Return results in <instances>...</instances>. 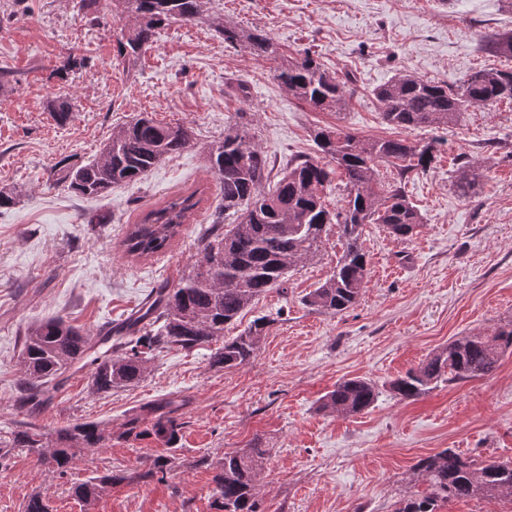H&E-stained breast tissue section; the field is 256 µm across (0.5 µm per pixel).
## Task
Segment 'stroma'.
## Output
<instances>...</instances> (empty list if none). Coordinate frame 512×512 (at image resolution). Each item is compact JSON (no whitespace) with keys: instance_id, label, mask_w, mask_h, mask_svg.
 Masks as SVG:
<instances>
[{"instance_id":"stroma-1","label":"stroma","mask_w":512,"mask_h":512,"mask_svg":"<svg viewBox=\"0 0 512 512\" xmlns=\"http://www.w3.org/2000/svg\"><path fill=\"white\" fill-rule=\"evenodd\" d=\"M207 10L225 24L264 31L283 59L307 51L324 69L351 77L347 108L316 111L295 100L276 79L277 61L225 43L206 22L164 26L132 63L112 0H98L94 15L80 0H0V70L15 75L0 85V188L21 193L17 205L0 209V430L22 419L19 355L31 324L61 316L101 336L161 283L176 284L192 268L197 239L221 200L205 153L228 130L252 136L274 181L291 158L318 156L313 133L321 128L433 143L426 171L402 179L391 164L376 166L378 184H403L422 224L406 239L380 224L365 226L368 284L336 316L302 303L342 254L330 234L313 260L291 269L282 286L225 329L229 338L258 317H274L248 365L213 368L210 344L172 347L139 384L109 393L93 391L89 369H70L34 425L50 436L71 423L97 422L114 438L85 453L63 479L27 450H14L0 468V512H22L35 493L50 512H83L72 484L163 453L155 439L118 434L140 405L168 396L186 401L176 470L163 482L113 486L95 512H215L213 462L256 439L269 450L263 512H391L396 501L425 491L417 461L446 448L511 461L512 355L490 376L441 383L414 400L395 395L390 384L451 340L512 321V101L468 109L447 127L405 129L384 122L373 92L402 70L454 87L481 69L512 70L511 56L488 48L491 38L512 32V7L506 0H210ZM71 56L88 62L67 67ZM242 85L249 98L239 95ZM59 97L73 111L63 126L48 109ZM143 113L191 126L194 147L106 198L80 197L53 182L56 163L93 161L114 129ZM467 161L481 177L464 196L456 182ZM193 190L200 208L165 252L126 254L129 224L169 195ZM87 212L110 221L84 223ZM353 377L376 384L372 407L353 416L320 411L322 397ZM204 456L209 464H201Z\"/></svg>"}]
</instances>
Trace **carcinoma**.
Instances as JSON below:
<instances>
[{
  "instance_id": "carcinoma-1",
  "label": "carcinoma",
  "mask_w": 512,
  "mask_h": 512,
  "mask_svg": "<svg viewBox=\"0 0 512 512\" xmlns=\"http://www.w3.org/2000/svg\"><path fill=\"white\" fill-rule=\"evenodd\" d=\"M116 10L128 20L126 55L137 59L154 41L158 29L172 23L193 24L201 19L209 0H114ZM224 42L239 44L265 60L278 56L271 37L257 31L212 21ZM280 85L294 99L314 110L341 111L353 94L351 79L342 80L321 68L305 54L287 61L277 73ZM374 99L387 124L400 128L447 126L471 107L512 100V70H480L458 88L398 73L374 90ZM56 122L69 123V103L50 104ZM194 140L193 128L160 124L149 117L112 132L98 159L85 165L59 162L51 170L54 183L86 197L106 196L112 187L144 179L161 161L181 154ZM314 140L323 159L299 156L288 162L282 177L268 182L267 159L247 133L228 131L206 155L208 168L218 178L221 203L198 244V258L188 274L171 288H157L142 307L118 329L104 337L115 340L112 351L101 352L88 334L58 316L27 329L21 351V387L18 406L26 414L39 412L60 378L73 366L91 368V384L98 393H110L139 383L157 352L173 346L184 349L210 344L222 346L211 355V365L231 369L249 364L273 320L262 317L240 335L224 338V329L271 288L284 282L288 271L312 258L331 232L343 242V254L332 274L307 293L304 304L321 313L339 315L350 309L368 283L363 226L381 224L397 239L408 238L422 224L404 188L394 184L379 188L375 166L381 162L399 167L405 176L425 171L434 159L430 143L413 145L403 139H369L341 128L319 129ZM345 178L346 205L328 207L326 191L335 170ZM198 191L182 193L129 225L126 252L147 258L167 250L185 219L199 207ZM512 353V322L490 334L460 336L433 351L418 368L391 382L403 399H417L443 381L466 382L493 373L500 360ZM375 385L361 377L336 384L319 409L355 415L375 401ZM183 403L174 398L150 401L129 416L122 435L139 440L155 437L174 449L180 440ZM112 433L93 422L68 424L44 439L36 426L22 421L0 433V467L12 452L25 448L37 462L59 477L68 475L78 457L103 448ZM268 449L259 443L224 453L213 477L218 512H260V475ZM175 456L148 457L143 468L92 477L73 488L74 495L91 512L96 501L112 486L132 481H166ZM414 472L427 484V492L398 502L394 512H437L438 503L460 499L512 502V462H477L451 448L421 458Z\"/></svg>"
}]
</instances>
